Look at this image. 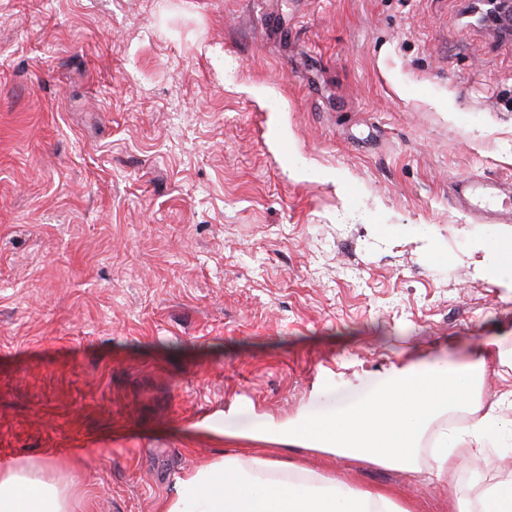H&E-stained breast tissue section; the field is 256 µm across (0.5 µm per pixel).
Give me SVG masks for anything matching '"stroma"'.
I'll return each instance as SVG.
<instances>
[{
	"label": "stroma",
	"instance_id": "obj_1",
	"mask_svg": "<svg viewBox=\"0 0 512 512\" xmlns=\"http://www.w3.org/2000/svg\"><path fill=\"white\" fill-rule=\"evenodd\" d=\"M487 0H0V468L77 512H156L292 422L421 359L512 350L464 177L512 189V31ZM267 457L454 512L444 484ZM465 486L512 479L487 449Z\"/></svg>",
	"mask_w": 512,
	"mask_h": 512
}]
</instances>
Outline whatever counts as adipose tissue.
<instances>
[{"mask_svg":"<svg viewBox=\"0 0 512 512\" xmlns=\"http://www.w3.org/2000/svg\"><path fill=\"white\" fill-rule=\"evenodd\" d=\"M512 360L498 343L486 342L470 365L459 368L420 361L394 366L361 401L287 424L264 423L251 440L358 457L406 471L418 458L429 425L461 408L471 416L466 430L443 429L428 468L445 482L459 512H512V479L497 483L470 504L458 475L482 449L512 444V422L501 411L512 404V386L494 401L482 398L487 376ZM0 512H73L72 494L48 469L19 465L0 471ZM157 512H401L390 495L360 492L347 482L252 456H219L184 472L173 496Z\"/></svg>","mask_w":512,"mask_h":512,"instance_id":"adipose-tissue-1","label":"adipose tissue"}]
</instances>
